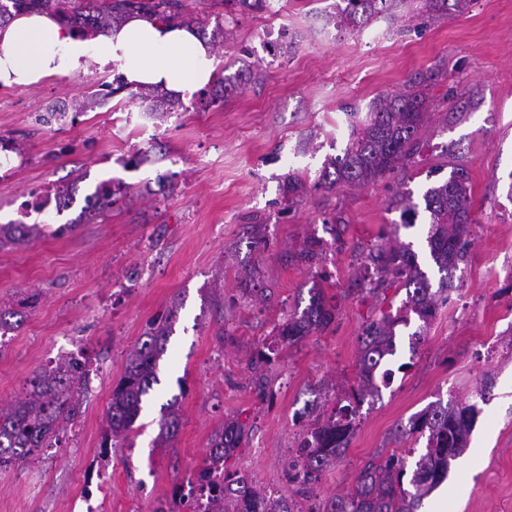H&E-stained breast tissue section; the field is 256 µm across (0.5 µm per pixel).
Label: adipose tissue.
<instances>
[{
	"mask_svg": "<svg viewBox=\"0 0 512 512\" xmlns=\"http://www.w3.org/2000/svg\"><path fill=\"white\" fill-rule=\"evenodd\" d=\"M116 66L133 87L151 86L184 100L212 79L209 43L191 29L131 15L95 39L77 37L48 13L17 16L0 27V84L34 85L83 68L87 59Z\"/></svg>",
	"mask_w": 512,
	"mask_h": 512,
	"instance_id": "1",
	"label": "adipose tissue"
}]
</instances>
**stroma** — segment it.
<instances>
[{"mask_svg":"<svg viewBox=\"0 0 512 512\" xmlns=\"http://www.w3.org/2000/svg\"><path fill=\"white\" fill-rule=\"evenodd\" d=\"M336 3L275 0L272 10L250 11L236 0H183L185 14H215L230 33L212 44V104L176 99L159 118L124 89L93 110L52 115L116 78V67L92 60L37 85L0 86V224L18 219L42 187L70 189L60 209L29 215L38 236L0 248V309L17 314L0 351V408L63 353H81L91 366L59 445L0 469V512H72L89 494L101 512H155L200 469L213 432L231 419L250 431L227 470L293 498L289 450L307 426L305 404L323 384L342 396L359 382V336L377 308L354 286L370 247L398 236L438 277L427 225L396 229L390 203L403 192L421 196L457 168L469 174L472 223L453 300L428 327L412 313L397 326L390 385L363 404L349 448L315 492L322 502L348 492L368 461L410 447L397 426L431 402L473 395L488 376L493 387L468 446L423 507L512 512V0L346 30L327 21ZM269 27L289 50L266 52ZM427 74L434 84L420 156L366 185L316 187L326 160L346 145L348 108L365 109ZM224 76L244 89L225 94ZM291 173L306 178L292 205L284 197ZM104 185L114 203L88 217L85 199ZM256 235L266 248H251ZM310 237L321 239L322 260L294 261ZM244 268L259 272L265 298L245 294ZM321 272L339 304L333 324L253 365L282 310L306 305ZM172 309L159 382L127 439L102 452L126 354ZM174 398L180 432L170 447H154L160 409Z\"/></svg>","mask_w":512,"mask_h":512,"instance_id":"1","label":"stroma"}]
</instances>
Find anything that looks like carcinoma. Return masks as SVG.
<instances>
[{"label": "carcinoma", "instance_id": "obj_1", "mask_svg": "<svg viewBox=\"0 0 512 512\" xmlns=\"http://www.w3.org/2000/svg\"><path fill=\"white\" fill-rule=\"evenodd\" d=\"M345 7L329 16L337 29L353 26L357 20L367 23L382 15L392 16L407 0H341ZM52 13L71 24L83 38L105 34L120 26L132 14L154 17L163 22L193 27L199 18L186 16L181 0H101V3L76 4L72 0H0V23L15 13ZM421 83L410 89L373 99L366 119L358 113L350 123V134L343 155L330 160L318 178L321 186L340 181L365 183L384 177L408 164L419 152V132L427 118L428 101ZM305 190L302 178L292 173L286 182L288 201L296 202ZM470 180L464 169L452 171L447 180L424 191L419 201L403 194L395 202L400 223L406 228L417 224L420 212L427 213L429 229L425 238L430 259L439 274L433 287L410 245L378 243L367 255L368 264L360 279L364 291L378 302L387 300L386 292L395 284L406 290L403 308L428 321L451 298V274L462 263L469 246ZM39 232L36 224H0V246L19 244ZM321 241L308 239L294 258L309 264L320 260ZM336 296H327L318 283L309 288L308 304L294 307L274 327L276 346L257 353L256 362L268 364L276 347H290L305 337L324 332L336 320ZM176 313L171 311L160 323H152L138 343L128 352L124 374L112 389L107 413L104 447L126 439L142 411L143 399L158 383V361L166 345ZM405 318L381 312L364 327L360 336V382L344 399L336 400L332 413L314 414L317 403L306 405L315 415L305 428L297 448L293 449L288 479L297 484L296 494L311 501L308 512H420L423 501L448 476L450 461L467 448L470 432L479 413L478 403L436 401L411 416L398 428L401 436L427 437L425 452L414 466L408 458L391 454L379 462L371 461L358 473L354 487L324 503H314L315 488L323 473L349 447L358 425L361 404L368 397L380 396L376 373L389 357L396 354L395 326ZM83 364L69 355L37 372L29 381L26 394L7 409H0V468L22 465L36 458L47 443L58 444L59 434L79 414V393ZM174 397L165 407L159 422L157 447L168 448L181 426ZM247 426L236 419L224 422L212 434L204 466L196 480L174 489L171 500L155 512H193L194 495L186 487L197 488L207 497L205 512H292L288 500L274 498L257 488L245 474L225 472L224 463L241 447Z\"/></svg>", "mask_w": 512, "mask_h": 512}]
</instances>
